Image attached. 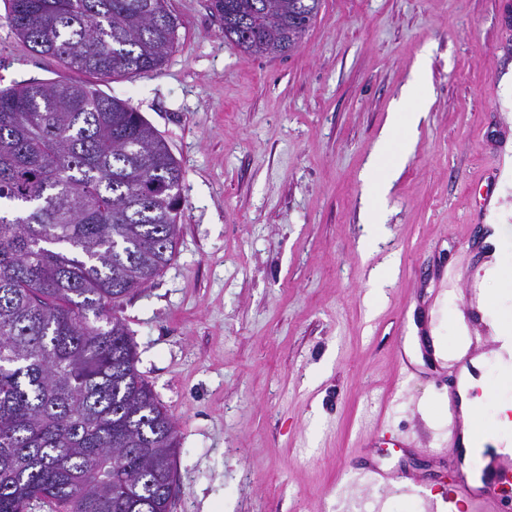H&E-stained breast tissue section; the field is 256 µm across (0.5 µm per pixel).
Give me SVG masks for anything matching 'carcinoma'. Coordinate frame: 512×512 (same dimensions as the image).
I'll return each instance as SVG.
<instances>
[{
	"mask_svg": "<svg viewBox=\"0 0 512 512\" xmlns=\"http://www.w3.org/2000/svg\"><path fill=\"white\" fill-rule=\"evenodd\" d=\"M31 50L109 78L159 69L167 0H9ZM322 0H212L224 40L282 56ZM182 168L127 103L83 83L0 91V512H167L171 415L120 301L173 260Z\"/></svg>",
	"mask_w": 512,
	"mask_h": 512,
	"instance_id": "obj_1",
	"label": "carcinoma"
}]
</instances>
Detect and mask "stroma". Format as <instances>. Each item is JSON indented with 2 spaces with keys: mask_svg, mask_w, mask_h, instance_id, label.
Returning a JSON list of instances; mask_svg holds the SVG:
<instances>
[{
  "mask_svg": "<svg viewBox=\"0 0 512 512\" xmlns=\"http://www.w3.org/2000/svg\"><path fill=\"white\" fill-rule=\"evenodd\" d=\"M161 68L99 78L33 52L0 0V89L88 84L126 101L182 166L173 261L119 306L136 367L176 425L172 512H423L358 480L362 458L440 492L442 361L512 316V0H322L281 57L229 46L211 0H168ZM424 72L431 102L367 234V164ZM455 277L439 288L437 265ZM386 284L372 294L371 279ZM402 341L417 378L394 358Z\"/></svg>",
  "mask_w": 512,
  "mask_h": 512,
  "instance_id": "1",
  "label": "stroma"
}]
</instances>
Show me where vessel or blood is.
Here are the masks:
<instances>
[{
	"label": "vessel or blood",
	"instance_id": "b4317fda",
	"mask_svg": "<svg viewBox=\"0 0 512 512\" xmlns=\"http://www.w3.org/2000/svg\"><path fill=\"white\" fill-rule=\"evenodd\" d=\"M446 364L456 374L457 381L448 391L445 405L447 422L442 431L447 443L458 447L462 444V402L467 391L462 377L467 373L476 374L477 368L468 352L447 358ZM360 475L387 487L401 485L407 491L414 483L407 473L394 475L376 463L363 466ZM444 486L440 499L428 501L429 512H439L445 506L450 512H505L512 506V452L484 448L474 469L465 465L463 457H456L454 469Z\"/></svg>",
	"mask_w": 512,
	"mask_h": 512
}]
</instances>
